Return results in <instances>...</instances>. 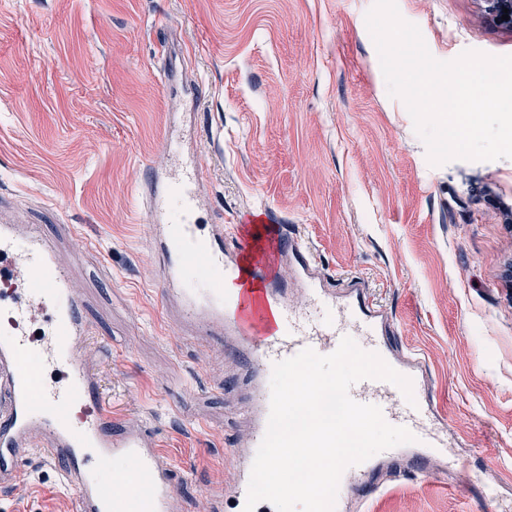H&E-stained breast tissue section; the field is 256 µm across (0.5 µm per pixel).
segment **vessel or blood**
<instances>
[{
  "label": "vessel or blood",
  "mask_w": 512,
  "mask_h": 512,
  "mask_svg": "<svg viewBox=\"0 0 512 512\" xmlns=\"http://www.w3.org/2000/svg\"><path fill=\"white\" fill-rule=\"evenodd\" d=\"M203 179L192 156L168 180L150 171L136 195L157 229L166 298L178 304L184 326L197 335L223 333L249 374L250 432L241 447L229 451L237 479L214 493L212 512L244 510L267 428V380L274 364L307 348L331 354L345 336L361 338L365 350L411 379L410 402L381 380L359 381L349 394L379 406L388 423L407 428L415 440L348 467L335 512H346L350 498L364 503L379 495L385 485L374 473L400 457L423 477L428 459L442 457L458 481H465L466 462L448 453L421 359L396 349L388 314L371 300L364 280L326 283L306 240L278 226L267 231L261 259L248 260L247 243L227 249L223 225L200 220ZM287 265L294 273L290 283L279 274ZM244 279L256 283L257 291L247 297L225 292L226 281ZM89 336V322L50 240L30 224H0V487L24 476L26 461L40 454L55 463L73 491L75 512H175L174 469L153 448L146 426L113 421L96 375L80 359Z\"/></svg>",
  "instance_id": "b4317fda"
}]
</instances>
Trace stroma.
<instances>
[{
    "instance_id": "obj_1",
    "label": "stroma",
    "mask_w": 512,
    "mask_h": 512,
    "mask_svg": "<svg viewBox=\"0 0 512 512\" xmlns=\"http://www.w3.org/2000/svg\"><path fill=\"white\" fill-rule=\"evenodd\" d=\"M373 0H0V221L38 225L91 325L85 360L113 419L147 424L182 479L177 512H211L248 434L243 369L167 305L135 187L161 147L165 64L195 70L204 223L256 208L308 242L325 276H358L417 352L472 488L432 459L394 469L371 512H512V159L428 163L389 96ZM431 55H512L488 0H397ZM491 487L498 495L483 500ZM0 512H74L32 456Z\"/></svg>"
}]
</instances>
